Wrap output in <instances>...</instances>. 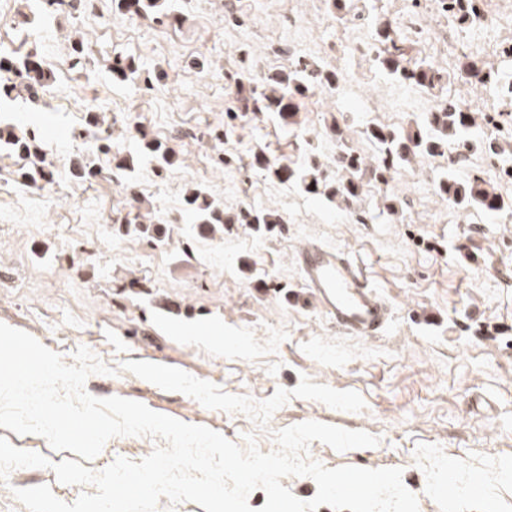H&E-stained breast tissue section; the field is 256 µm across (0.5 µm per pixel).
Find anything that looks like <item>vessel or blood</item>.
Wrapping results in <instances>:
<instances>
[{"label": "vessel or blood", "mask_w": 512, "mask_h": 512, "mask_svg": "<svg viewBox=\"0 0 512 512\" xmlns=\"http://www.w3.org/2000/svg\"><path fill=\"white\" fill-rule=\"evenodd\" d=\"M294 260L309 295L338 330L362 338L384 332L393 309L347 252L311 243Z\"/></svg>", "instance_id": "vessel-or-blood-1"}]
</instances>
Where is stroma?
<instances>
[{
	"mask_svg": "<svg viewBox=\"0 0 512 512\" xmlns=\"http://www.w3.org/2000/svg\"><path fill=\"white\" fill-rule=\"evenodd\" d=\"M27 17L25 28L0 25V43L14 57L37 52L52 73L49 91H30L21 79L0 122L35 132L63 169L53 195L31 188L30 163L0 149V323L23 330L73 364L78 347L111 367L93 374L86 389L99 398L136 400L153 411L208 427L237 445L254 434L270 452L272 432L305 421L365 431L373 448L337 451L312 442L308 455L329 468H399L419 500V512H512V180L500 178L484 156L474 167L503 196L506 208L489 214L462 210L436 193L440 161L417 157L399 168L388 187L366 181L350 205L307 194L251 168L254 153L275 163L302 164L306 153L333 161L330 128L347 123L353 146L372 155L362 138L371 123L400 127L424 110L405 100L408 84L381 72L372 57L349 54L356 35L373 39L379 24L399 25L421 7L438 13L439 0H345L336 21L328 0H303L311 49L305 60L338 67L342 94L314 89L300 109V131L269 115L229 119L224 107L235 72L255 77L286 70L295 60L270 56L288 16V0H178L180 24L136 16L122 34L95 26L77 7L37 12L33 0H0ZM237 34L225 42L223 18ZM80 38L87 63L64 64L66 46ZM140 66L136 82L113 80V57ZM209 83H201V75ZM94 103L121 152L139 154L134 170L113 185L72 176L73 158L94 155L77 133ZM233 122L215 160L211 130ZM167 142L178 160L160 173L140 155L141 134ZM234 173V195L224 191ZM222 202L281 215L283 231L260 237L248 226L201 235L187 211L188 187ZM164 225L160 243L125 234L135 213ZM311 241L335 246L362 264L393 308L388 329L357 338L336 329L301 284L293 263ZM139 287H131V280ZM491 406L474 414L476 399ZM15 447L46 456L47 468H17L0 483V512H20L13 489L50 486L63 502L81 487L58 482L53 464L71 451L41 436L0 427ZM158 445L138 436L111 438L88 466L99 471L116 458L140 461Z\"/></svg>",
	"mask_w": 512,
	"mask_h": 512,
	"instance_id": "35a3bbf8",
	"label": "stroma"
}]
</instances>
